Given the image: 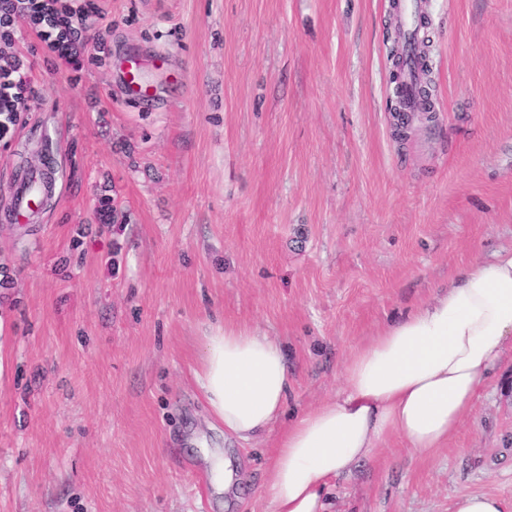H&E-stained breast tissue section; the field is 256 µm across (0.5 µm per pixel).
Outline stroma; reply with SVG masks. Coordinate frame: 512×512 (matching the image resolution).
<instances>
[{"label": "stroma", "mask_w": 512, "mask_h": 512, "mask_svg": "<svg viewBox=\"0 0 512 512\" xmlns=\"http://www.w3.org/2000/svg\"><path fill=\"white\" fill-rule=\"evenodd\" d=\"M76 59L0 44L36 96L0 136V512H266L275 425H211L193 380L221 323L285 351L288 414L358 344L512 248V0H426L433 120L388 110L391 0H96ZM138 62L150 95L123 86ZM56 164L28 224L13 183ZM233 457L215 494L205 450ZM512 512V352L435 455L389 437L327 512ZM453 512H502V507L492 495L465 494L457 498Z\"/></svg>", "instance_id": "obj_1"}]
</instances>
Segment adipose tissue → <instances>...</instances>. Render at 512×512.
I'll return each instance as SVG.
<instances>
[{"instance_id": "ef3b65f1", "label": "adipose tissue", "mask_w": 512, "mask_h": 512, "mask_svg": "<svg viewBox=\"0 0 512 512\" xmlns=\"http://www.w3.org/2000/svg\"><path fill=\"white\" fill-rule=\"evenodd\" d=\"M512 347V251L475 262L431 301L356 346L331 398L289 421L262 485L268 512H324L330 481L391 435L420 456L445 447ZM194 381L225 436L280 423L290 388L277 340L233 324L203 338Z\"/></svg>"}]
</instances>
